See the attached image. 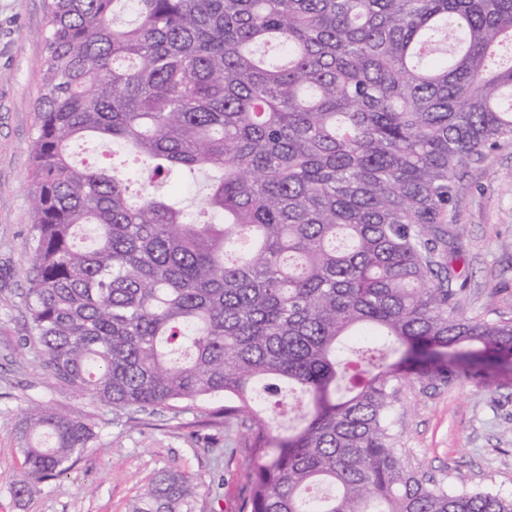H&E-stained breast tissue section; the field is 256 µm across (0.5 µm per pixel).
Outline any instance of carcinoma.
I'll return each instance as SVG.
<instances>
[{
  "label": "carcinoma",
  "mask_w": 512,
  "mask_h": 512,
  "mask_svg": "<svg viewBox=\"0 0 512 512\" xmlns=\"http://www.w3.org/2000/svg\"><path fill=\"white\" fill-rule=\"evenodd\" d=\"M39 36L25 309L49 374L130 413L224 398L240 512H512L405 465L390 418L405 375L512 369V318L459 314L450 260L456 172L512 140V0H52ZM87 135L135 164L72 165ZM209 171L201 221L156 192ZM95 438L27 409L12 496ZM197 490L162 471L132 512Z\"/></svg>",
  "instance_id": "cac0c4a2"
}]
</instances>
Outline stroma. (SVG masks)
<instances>
[{
  "label": "stroma",
  "instance_id": "1",
  "mask_svg": "<svg viewBox=\"0 0 512 512\" xmlns=\"http://www.w3.org/2000/svg\"><path fill=\"white\" fill-rule=\"evenodd\" d=\"M49 0H0V512H130L155 473L176 468L199 488L191 512H239L251 465L222 424L198 410L131 414L57 381L25 341L22 297L32 187L35 101L43 85L39 32ZM454 266L469 318L512 317V144L455 178ZM391 419L405 463L449 486L512 496V375L491 386L400 379ZM93 425L98 434L70 471L16 501L24 470L15 429L32 402Z\"/></svg>",
  "mask_w": 512,
  "mask_h": 512
}]
</instances>
